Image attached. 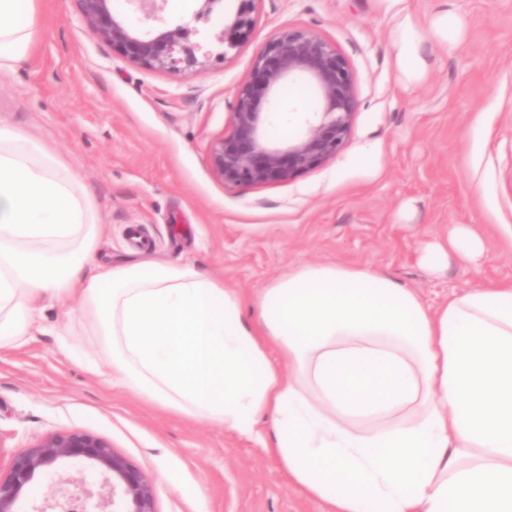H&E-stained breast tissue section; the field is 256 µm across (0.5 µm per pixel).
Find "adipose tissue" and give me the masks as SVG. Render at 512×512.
<instances>
[{"instance_id": "1", "label": "adipose tissue", "mask_w": 512, "mask_h": 512, "mask_svg": "<svg viewBox=\"0 0 512 512\" xmlns=\"http://www.w3.org/2000/svg\"><path fill=\"white\" fill-rule=\"evenodd\" d=\"M37 36L38 0H0V73ZM97 220L70 163L0 126V349L75 297L113 381L259 439L326 512H512V280L432 308L370 265L300 263L249 317L239 290L189 264L142 254L81 277ZM483 252L459 225L422 259Z\"/></svg>"}]
</instances>
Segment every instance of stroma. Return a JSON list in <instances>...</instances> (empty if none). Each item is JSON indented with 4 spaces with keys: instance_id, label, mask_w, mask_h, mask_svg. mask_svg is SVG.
Returning a JSON list of instances; mask_svg holds the SVG:
<instances>
[{
    "instance_id": "1",
    "label": "stroma",
    "mask_w": 512,
    "mask_h": 512,
    "mask_svg": "<svg viewBox=\"0 0 512 512\" xmlns=\"http://www.w3.org/2000/svg\"><path fill=\"white\" fill-rule=\"evenodd\" d=\"M453 13L445 45L434 21ZM252 37L197 75L145 70L102 43L75 0H39L28 60L0 75V126L72 162L99 214L97 260L152 254L189 263L253 299L302 263L368 264L432 307L449 293L512 279V0H257ZM422 32L424 75L398 63L404 18ZM312 31L354 77L351 137L335 158L288 182L229 187L212 144L232 129L237 89L269 37ZM478 228L485 256L429 271L422 248L453 225ZM67 345L41 334L0 350V465L66 430L106 440L156 486V512H324L258 444L157 410L107 381V357L77 299L48 307Z\"/></svg>"
}]
</instances>
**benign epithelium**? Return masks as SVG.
Instances as JSON below:
<instances>
[{
	"instance_id": "benign-epithelium-1",
	"label": "benign epithelium",
	"mask_w": 512,
	"mask_h": 512,
	"mask_svg": "<svg viewBox=\"0 0 512 512\" xmlns=\"http://www.w3.org/2000/svg\"><path fill=\"white\" fill-rule=\"evenodd\" d=\"M82 21L103 43L127 61L154 71L194 75L205 67L212 51L196 40L198 29L188 23L139 29L112 10V0H76ZM145 21H156L165 0H129ZM235 10L223 14L215 39L219 55L235 49L253 34L256 0H236ZM304 79L314 87L319 111L303 132L284 142L266 136L273 96L288 81ZM356 110L352 73L336 47L304 29L273 35L256 60L250 79L236 92L232 130L209 153L213 174L229 186L288 182L343 150L350 138ZM81 463L86 476L64 479L60 497L38 512H57L76 500L81 512H156V488L135 465L115 452L107 441L82 430L53 434L36 446L16 453L0 475V512H20L29 487L46 472L64 463Z\"/></svg>"
}]
</instances>
